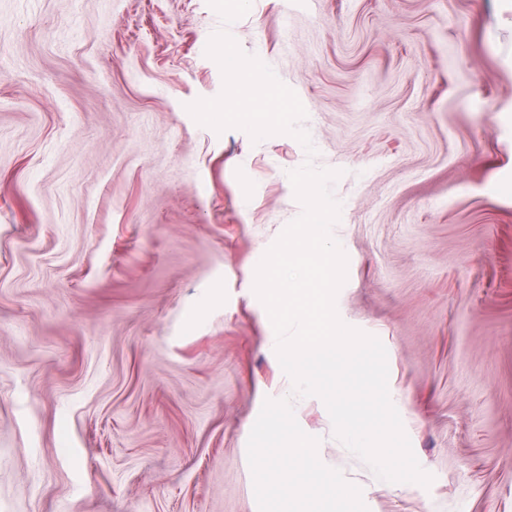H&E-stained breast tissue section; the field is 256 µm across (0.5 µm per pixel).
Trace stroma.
Instances as JSON below:
<instances>
[{
    "instance_id": "stroma-1",
    "label": "stroma",
    "mask_w": 512,
    "mask_h": 512,
    "mask_svg": "<svg viewBox=\"0 0 512 512\" xmlns=\"http://www.w3.org/2000/svg\"><path fill=\"white\" fill-rule=\"evenodd\" d=\"M223 29L314 157L187 111ZM308 160L429 487L285 392L255 270ZM293 438L333 486L283 494ZM0 512H512V0H0Z\"/></svg>"
}]
</instances>
